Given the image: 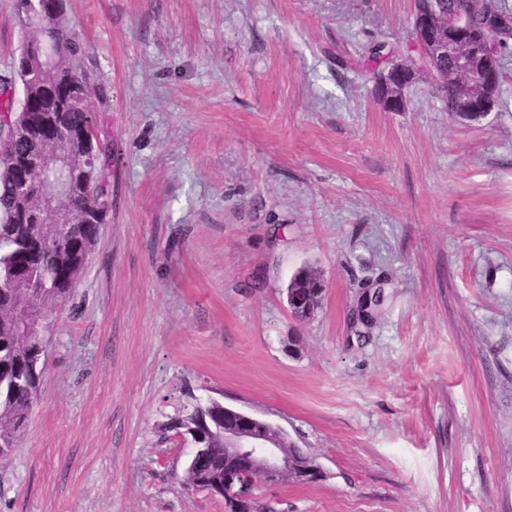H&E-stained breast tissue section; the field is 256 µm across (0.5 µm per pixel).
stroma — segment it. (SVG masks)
<instances>
[{
  "instance_id": "35a3bbf8",
  "label": "stroma",
  "mask_w": 512,
  "mask_h": 512,
  "mask_svg": "<svg viewBox=\"0 0 512 512\" xmlns=\"http://www.w3.org/2000/svg\"><path fill=\"white\" fill-rule=\"evenodd\" d=\"M416 6L66 0L110 208L0 455V512H224L163 436L189 388L321 465L258 485L266 512H512V55L493 111L457 118L407 52ZM377 42L413 69L398 112ZM303 269L325 292L300 322Z\"/></svg>"
}]
</instances>
